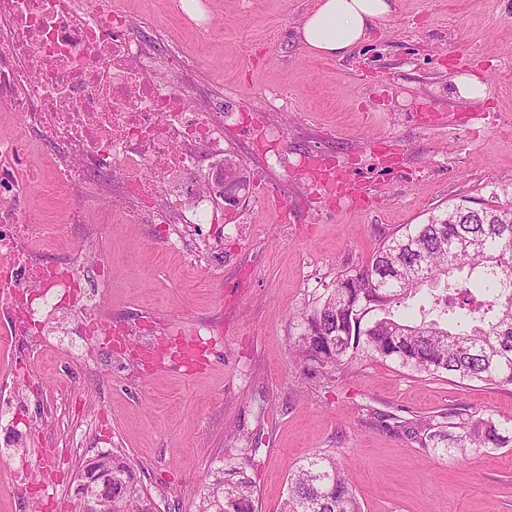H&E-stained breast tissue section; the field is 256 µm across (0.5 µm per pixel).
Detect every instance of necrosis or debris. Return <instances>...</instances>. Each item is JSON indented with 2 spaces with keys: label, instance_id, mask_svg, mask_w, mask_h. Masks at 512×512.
Listing matches in <instances>:
<instances>
[{
  "label": "necrosis or debris",
  "instance_id": "1",
  "mask_svg": "<svg viewBox=\"0 0 512 512\" xmlns=\"http://www.w3.org/2000/svg\"><path fill=\"white\" fill-rule=\"evenodd\" d=\"M145 42L113 0H0V106L14 111L24 137H0V327L12 350L27 340L69 336L66 353L90 362L96 340L124 335L100 304L92 282L107 281L100 227L85 221L78 189L97 197L103 214L128 224L155 214L167 246L172 223H213L209 182L196 169L224 157V126L191 108L156 77ZM49 145L53 163L43 178L52 195L70 198L60 219L36 222L31 183L19 179L28 140ZM186 177L156 213L158 183ZM82 229L78 241L60 233ZM42 413L44 385L27 359L0 375V422L16 428L29 405Z\"/></svg>",
  "mask_w": 512,
  "mask_h": 512
}]
</instances>
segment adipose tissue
<instances>
[{"instance_id": "obj_1", "label": "adipose tissue", "mask_w": 512, "mask_h": 512, "mask_svg": "<svg viewBox=\"0 0 512 512\" xmlns=\"http://www.w3.org/2000/svg\"><path fill=\"white\" fill-rule=\"evenodd\" d=\"M392 0H319L299 28L301 41L312 52L341 56L362 43L371 26L392 16Z\"/></svg>"}]
</instances>
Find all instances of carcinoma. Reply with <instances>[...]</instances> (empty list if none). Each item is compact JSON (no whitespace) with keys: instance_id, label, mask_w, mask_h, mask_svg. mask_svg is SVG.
I'll use <instances>...</instances> for the list:
<instances>
[{"instance_id":"carcinoma-1","label":"carcinoma","mask_w":512,"mask_h":512,"mask_svg":"<svg viewBox=\"0 0 512 512\" xmlns=\"http://www.w3.org/2000/svg\"><path fill=\"white\" fill-rule=\"evenodd\" d=\"M441 290L436 317L405 319L424 286ZM302 367L333 376L358 352L428 375L512 386V204L474 209L467 202L405 224L381 242L367 264L343 270L310 309L292 317ZM396 432L419 447L462 457L512 444V420L450 409L401 421ZM257 449L228 456L214 473L199 512H257L247 470ZM109 479L84 487L106 499L105 512H156L128 457L104 455ZM280 512H362L344 464L314 452L288 475Z\"/></svg>"}]
</instances>
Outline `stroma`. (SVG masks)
Here are the masks:
<instances>
[{
    "mask_svg": "<svg viewBox=\"0 0 512 512\" xmlns=\"http://www.w3.org/2000/svg\"><path fill=\"white\" fill-rule=\"evenodd\" d=\"M151 46L156 76L192 107L224 114V147L245 177L217 223L180 229L172 250L155 225L113 220L108 310L132 330L122 349L94 351L86 370L55 348L36 359L52 421L31 411L19 458L44 485L25 497L0 483V512H83L86 461L112 449L130 459L157 512H198L227 455L256 449L258 512H279L288 474L316 451L336 454L363 512H512V446L468 460L424 450L373 424L368 411L409 420L465 408L512 419V387L427 376L359 353L335 380L297 365L290 317L311 308L337 274L364 265L402 224L469 200L512 202V0H395L392 17L342 56L314 55L298 28L318 0H208L207 31L175 0H118ZM198 61L192 80L181 63ZM476 74L480 101L453 79ZM275 134L274 152L256 141ZM314 158L368 187L358 206L303 172ZM206 245L209 258L187 256ZM182 345L201 325L208 357L143 367L139 327Z\"/></svg>",
    "mask_w": 512,
    "mask_h": 512,
    "instance_id": "stroma-1",
    "label": "stroma"
}]
</instances>
